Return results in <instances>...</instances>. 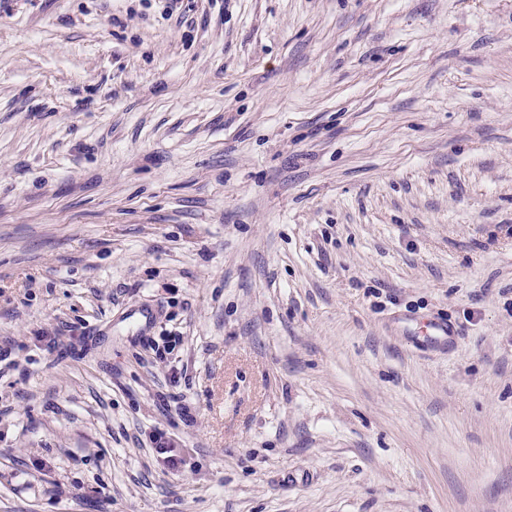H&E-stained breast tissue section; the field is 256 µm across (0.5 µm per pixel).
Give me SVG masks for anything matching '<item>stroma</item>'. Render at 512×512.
Listing matches in <instances>:
<instances>
[{"mask_svg":"<svg viewBox=\"0 0 512 512\" xmlns=\"http://www.w3.org/2000/svg\"><path fill=\"white\" fill-rule=\"evenodd\" d=\"M0 341V512H512V0H9ZM431 332L425 343L431 348H448L454 345L459 336L458 329L446 320L438 319L429 323ZM151 443L154 445L157 457L162 459L165 467L174 470L185 463L184 459L177 452V449L173 448V443L169 440L165 432H156L151 438Z\"/></svg>","mask_w":512,"mask_h":512,"instance_id":"obj_1","label":"stroma"}]
</instances>
